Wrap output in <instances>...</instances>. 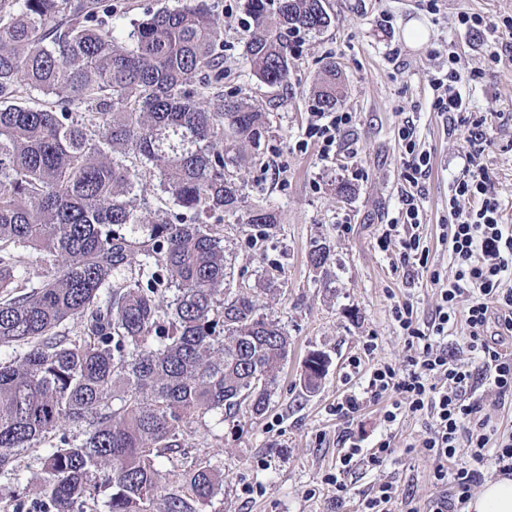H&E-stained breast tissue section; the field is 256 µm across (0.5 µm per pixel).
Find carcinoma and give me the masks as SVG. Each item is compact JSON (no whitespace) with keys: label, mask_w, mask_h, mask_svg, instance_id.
I'll return each instance as SVG.
<instances>
[{"label":"carcinoma","mask_w":512,"mask_h":512,"mask_svg":"<svg viewBox=\"0 0 512 512\" xmlns=\"http://www.w3.org/2000/svg\"><path fill=\"white\" fill-rule=\"evenodd\" d=\"M244 50L257 79L288 80L292 37L332 23L325 0H247ZM112 0H0V469L48 444L31 481L40 512H193L218 467H157L189 447L207 414L267 410L288 335L258 296L227 287L223 229L242 215L257 238L272 213L245 207L237 173L268 113L242 98L211 106L224 79V26L208 0H182L114 36ZM336 62L314 92L331 111ZM181 210L137 203L144 179ZM37 255L50 268L26 260ZM330 250L314 242L316 270ZM72 324L83 338L60 328ZM85 425L75 443L64 428ZM106 474L100 484V474Z\"/></svg>","instance_id":"1"}]
</instances>
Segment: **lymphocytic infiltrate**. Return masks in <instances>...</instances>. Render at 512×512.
Masks as SVG:
<instances>
[{"instance_id": "1", "label": "lymphocytic infiltrate", "mask_w": 512, "mask_h": 512, "mask_svg": "<svg viewBox=\"0 0 512 512\" xmlns=\"http://www.w3.org/2000/svg\"><path fill=\"white\" fill-rule=\"evenodd\" d=\"M459 63L458 55L449 53L447 71L430 78L432 108L440 114L449 116L462 107L456 86ZM352 120L348 112H317L305 135L319 144L320 154L326 158L342 128ZM487 123V116L473 118L470 149L448 190L453 277L445 280L439 271H431L440 302L426 323L418 322L410 301L396 302L392 308V317L408 343L417 344V357L405 370L389 362L373 364L365 397L349 395L338 399L335 407L337 418L347 422L366 405L379 401L386 404L383 420L389 424L408 413L431 415L433 424L418 446L435 464L436 484L446 486L447 491L431 503L429 512H465L488 469L504 477L512 475V428L492 425L489 417L478 416L465 399L467 389L480 381L488 383L497 400L512 397V353L501 349L504 334L512 333V287L504 285L512 276V225L502 221L500 200L482 162ZM398 139L408 188L397 217L385 226L378 243L383 251L397 254L402 266L423 267L428 256L420 251L423 206L417 187L429 169L430 156L419 150L412 125L399 127ZM466 200L471 203L467 209L462 206ZM460 320L469 338L470 356L464 361L440 345L449 327ZM394 453L388 437L367 451L358 441H351L337 461L335 473L326 479L337 501H344L348 494L346 478L354 466L379 467ZM462 454L468 457V465H458Z\"/></svg>"}]
</instances>
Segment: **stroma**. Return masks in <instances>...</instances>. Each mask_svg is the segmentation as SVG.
<instances>
[{"mask_svg": "<svg viewBox=\"0 0 512 512\" xmlns=\"http://www.w3.org/2000/svg\"><path fill=\"white\" fill-rule=\"evenodd\" d=\"M332 24L319 33L294 36L296 58L281 87H268L253 74L243 54L251 19L245 0H218L224 22L222 90L250 99L268 114L269 125L254 160L240 173L247 204H258L276 218L269 237L253 239L237 217L224 219V252L237 282L261 284L266 269L280 272L275 293L263 294V312L279 320L291 350L268 411L254 417L243 411L230 421L206 415L192 424L194 441L187 456L159 458L164 471L184 466H220L224 482L195 512H356L371 486L394 482L405 497L427 512L441 492L434 463L417 444L432 425L431 416L406 415L394 425L383 420V407L367 405L352 424L362 446L391 436L395 457L382 467L355 468L347 479L345 502H337L325 482L345 447L344 426L332 407L337 398L362 394L365 370L349 359L365 342L373 358L405 369L411 352L391 317L393 299L413 303L428 320L439 302L431 270L449 276L448 187L463 166L469 147L467 117L492 113L484 161L493 176L504 223L512 225V38L499 40L459 27L460 13L512 16V0H328ZM429 32L414 46L404 37L410 21ZM461 58L458 89L463 107L453 118L433 111L429 79L448 61ZM499 53L501 63L490 60ZM335 60L346 89L338 104L353 121L337 138L336 153L322 159L316 143H304L313 112V91L322 64ZM482 72L471 80V71ZM413 122L417 143L431 156L421 180L425 222L420 228L429 251L427 270L393 268L394 254L377 243L382 224L397 217L403 183L397 130ZM353 192L340 197L339 183ZM326 243L331 260L313 270L308 253L313 241ZM325 352L331 364L319 390L301 380L309 351ZM40 448L14 453L13 467L0 470V512H14L25 502L36 512L41 494L24 479L39 470Z\"/></svg>", "mask_w": 512, "mask_h": 512, "instance_id": "stroma-1", "label": "stroma"}]
</instances>
